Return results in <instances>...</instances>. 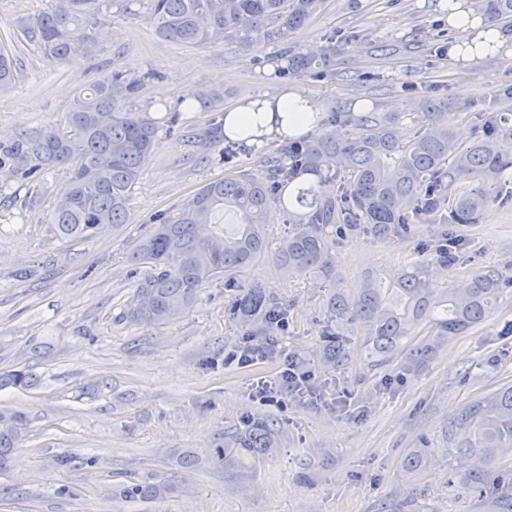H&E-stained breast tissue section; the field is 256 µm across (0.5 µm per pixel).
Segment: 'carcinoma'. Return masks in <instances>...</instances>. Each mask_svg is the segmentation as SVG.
I'll return each instance as SVG.
<instances>
[{"label": "carcinoma", "instance_id": "cac0c4a2", "mask_svg": "<svg viewBox=\"0 0 512 512\" xmlns=\"http://www.w3.org/2000/svg\"><path fill=\"white\" fill-rule=\"evenodd\" d=\"M328 0H149L150 19L161 39L182 46L214 45L230 35L250 44L278 41L325 12ZM489 22L512 19V0H477ZM110 0H55L53 7L29 21L24 37L44 54L62 60L79 50L97 51L92 30L109 10ZM336 55V38L327 39L319 56L291 52L288 67L311 69ZM15 66L0 45V91L14 81ZM142 80L111 73L80 90L65 123L47 128L6 150L14 173L28 179L69 168L53 212L59 233L90 238L106 225L131 223V195L152 156L159 129L146 112L124 109ZM423 124L405 139L389 123L373 116L345 139L323 131L310 140L265 158L258 168L210 180L195 190L176 217L154 225L132 256L145 268L132 299L131 316L145 325H162L186 315L202 289L222 279L238 285L231 311L269 336L288 325V310L255 284L238 279L268 255V210L287 184L301 175L316 183L288 198V223L295 225L276 247L279 269L290 275L315 272L336 277V242L357 234L386 240L410 224H458L471 227L496 198L488 188L512 176V156L500 137L512 136V113L485 120L481 139L463 144L448 128V104L427 98L418 105ZM226 142L223 159H234L241 140L210 131L205 146ZM226 208L241 217L231 234L204 236L203 226ZM512 277L494 268L476 272L467 283L440 288L424 275V264L393 277L369 273L358 294L336 293L335 313L360 324L370 357L378 365L399 362L403 372L421 370L458 337L495 316ZM328 361L347 359L343 334L326 335ZM459 453L479 461L462 476L478 494L495 499L492 512H512V469L485 467L503 449L512 448V383L483 394L457 418ZM24 417L0 407V469L22 441ZM276 446L266 421H246L227 436L218 459L232 461L244 473L256 469ZM169 491L165 483L127 482L119 497L147 502Z\"/></svg>", "mask_w": 512, "mask_h": 512}]
</instances>
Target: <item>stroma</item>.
I'll return each mask as SVG.
<instances>
[{
	"instance_id": "1",
	"label": "stroma",
	"mask_w": 512,
	"mask_h": 512,
	"mask_svg": "<svg viewBox=\"0 0 512 512\" xmlns=\"http://www.w3.org/2000/svg\"><path fill=\"white\" fill-rule=\"evenodd\" d=\"M51 0H0V42L17 76L0 92V144L63 123L77 90L110 73L144 86L128 109L181 128L160 142L134 187L132 221L81 240L62 238L51 213L67 174L55 170L38 185L0 167V373L23 370L27 386L0 387V406L24 414L27 434L10 468L0 472V512H489L462 480L468 468L451 438L461 410L512 382V297L495 317L458 337L422 372L394 381L373 365L362 331L328 308L334 288L319 277L287 275L274 258L254 264L246 282L260 285L288 309L279 348L313 373L312 395L262 400L259 379L280 360L245 367L238 356L265 339L226 312L229 289H203L193 311L147 327L129 313L142 273L131 262L157 218H172L205 181L256 168L283 150L280 142L248 145L232 161L219 147L199 164L182 134H200L214 117L206 107L185 112V90L219 93L225 107L293 90L315 102L322 129L343 135L361 116L413 133L420 100L449 101V127L464 142L483 137L487 112H512V25L498 28L499 51L468 62L448 54L444 0H329L324 14L281 41L243 48L233 36L215 46L185 47L160 39L147 0H114L97 53L47 58L21 29ZM335 37L333 78L310 70L280 73L287 49L314 53ZM448 224H413L389 240L367 235L335 249L342 292L354 297L367 273L393 275L424 261L439 287L494 268L512 276V192H499L479 224L463 236L453 262L437 251ZM343 327L350 359L331 367L323 334ZM259 417L273 424L277 446L258 470L208 462L224 433ZM424 449L423 469L402 457ZM187 454L201 457L185 468ZM79 458L60 466L61 456ZM86 457L94 466L83 465ZM164 482L170 492L146 504L116 497L125 482Z\"/></svg>"
}]
</instances>
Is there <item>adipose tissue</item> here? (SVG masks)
Here are the masks:
<instances>
[{
    "mask_svg": "<svg viewBox=\"0 0 512 512\" xmlns=\"http://www.w3.org/2000/svg\"><path fill=\"white\" fill-rule=\"evenodd\" d=\"M448 23L461 34L455 46L460 54L477 49L481 39L497 41L501 38L496 28L483 26L466 0H454ZM319 123L320 114L315 103L288 91L241 101L225 113L224 133L244 141L253 136L264 143L306 136Z\"/></svg>",
    "mask_w": 512,
    "mask_h": 512,
    "instance_id": "adipose-tissue-1",
    "label": "adipose tissue"
}]
</instances>
